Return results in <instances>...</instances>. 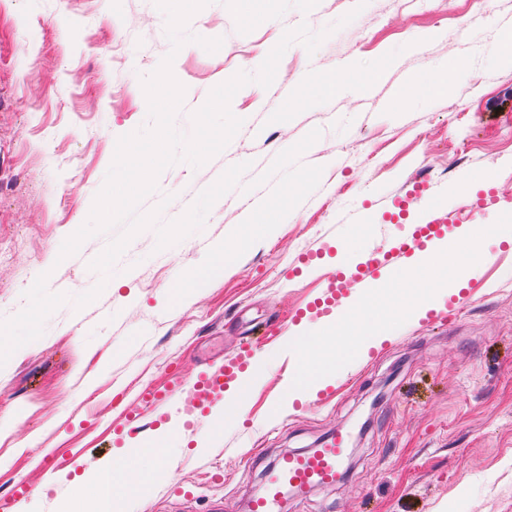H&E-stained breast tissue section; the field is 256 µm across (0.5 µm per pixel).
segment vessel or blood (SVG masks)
I'll use <instances>...</instances> for the list:
<instances>
[{"instance_id": "obj_1", "label": "vessel or blood", "mask_w": 512, "mask_h": 512, "mask_svg": "<svg viewBox=\"0 0 512 512\" xmlns=\"http://www.w3.org/2000/svg\"><path fill=\"white\" fill-rule=\"evenodd\" d=\"M418 246V240L403 241L385 252L365 254L355 266L352 281L361 288L384 286L394 273L406 269L408 257ZM244 362L240 356L204 370L190 386L199 406L208 407L222 400ZM345 455V441L340 435L328 438L313 453L283 455L268 472L263 493L249 499V512H276L288 490L302 498L316 486L334 484Z\"/></svg>"}]
</instances>
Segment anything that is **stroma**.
Segmentation results:
<instances>
[{"label": "stroma", "mask_w": 512, "mask_h": 512, "mask_svg": "<svg viewBox=\"0 0 512 512\" xmlns=\"http://www.w3.org/2000/svg\"><path fill=\"white\" fill-rule=\"evenodd\" d=\"M356 2L293 7L243 35L213 0L186 31L222 38L214 53L173 49L154 0L0 7V319L26 307L43 273L50 292L70 297L0 367V512H57L65 499L82 512L89 474L164 432L163 469L129 492L127 512H248L280 456L339 432L348 451L336 484L287 498L282 512H512V244L484 239L492 262L463 307L445 299L324 389L282 401L286 325L333 312L319 298L342 251L387 250L430 208L462 217L473 206L487 224L512 213V64L498 51L512 0H367L344 22ZM302 23L327 38L312 53L292 44L270 88L242 87L231 110L243 125L227 147L200 168L166 169L139 210L176 219L248 163L238 184L174 245L157 249L154 229L140 232L100 296L76 308L113 235L58 254L87 221L118 137L147 120L141 76L174 54L186 89L175 126L188 134L214 87L256 73ZM441 69L448 91L437 95L425 77ZM331 78L340 89L329 96ZM286 191L269 224L245 223ZM219 245L223 269L187 286ZM251 340L265 366L240 420L214 432L211 410L186 392L142 409V389L174 372L191 380Z\"/></svg>", "instance_id": "1"}]
</instances>
